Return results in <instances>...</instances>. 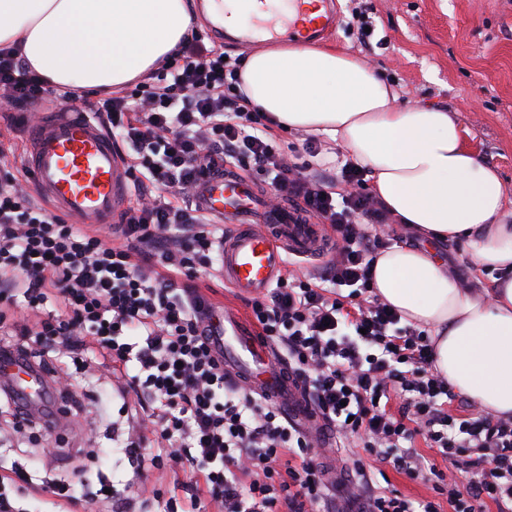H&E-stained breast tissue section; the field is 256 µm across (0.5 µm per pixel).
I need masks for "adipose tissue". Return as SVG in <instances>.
<instances>
[{"label": "adipose tissue", "instance_id": "1", "mask_svg": "<svg viewBox=\"0 0 512 512\" xmlns=\"http://www.w3.org/2000/svg\"><path fill=\"white\" fill-rule=\"evenodd\" d=\"M197 19L194 0H0V48L19 47L51 85L118 88L176 53ZM238 77L249 107L343 149L396 221L431 241L428 249L401 242L380 252L373 291L429 331L435 368L453 391L481 413L512 416L506 190L467 148L458 119L444 107L398 105L368 61L334 47L255 50ZM460 240L473 274H490V287H461L435 251Z\"/></svg>", "mask_w": 512, "mask_h": 512}]
</instances>
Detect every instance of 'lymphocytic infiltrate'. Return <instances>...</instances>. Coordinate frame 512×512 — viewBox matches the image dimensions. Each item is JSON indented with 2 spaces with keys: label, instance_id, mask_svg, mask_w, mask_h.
<instances>
[{
  "label": "lymphocytic infiltrate",
  "instance_id": "lymphocytic-infiltrate-1",
  "mask_svg": "<svg viewBox=\"0 0 512 512\" xmlns=\"http://www.w3.org/2000/svg\"><path fill=\"white\" fill-rule=\"evenodd\" d=\"M222 47L193 35L176 57L93 110L126 145L135 201L109 232L69 224L15 174L0 139V309L23 304L33 324L0 330V351L50 367V354L100 353L135 395L123 450L138 484L146 465L191 476L167 512H334L321 460L360 448L396 472L429 483L414 501L355 461L345 487L361 512H512V419L470 410L434 371L424 331L374 294L373 261L392 234L361 168L303 173L273 139L272 119L236 90ZM77 107L74 92L42 81L17 49L0 50V105L26 110L47 99ZM261 176L271 202L298 201L336 234L321 274L288 268L248 302L260 338L272 343L303 385L319 425L289 424L266 397L233 380L209 343L212 307L201 278L221 275L224 227L186 205L196 183L221 165ZM0 414L36 448L78 461L76 429L48 432L40 417L0 391ZM423 439L433 457L419 453ZM453 461L448 474L437 459ZM447 505H440L439 495Z\"/></svg>",
  "mask_w": 512,
  "mask_h": 512
}]
</instances>
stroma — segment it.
<instances>
[{"instance_id":"stroma-1","label":"stroma","mask_w":512,"mask_h":512,"mask_svg":"<svg viewBox=\"0 0 512 512\" xmlns=\"http://www.w3.org/2000/svg\"><path fill=\"white\" fill-rule=\"evenodd\" d=\"M363 6L374 28L360 43L352 24L354 6ZM336 30L323 43L367 59L399 94L400 102L445 106L469 131L482 161L494 167L509 201L504 217L512 223V0H338ZM112 383L108 362L92 363L90 395L76 419L86 459L77 496L88 499L86 512H112L98 497L101 482L132 504L134 512H155L154 490L185 481L184 473L148 468L141 487H128L129 465L120 450L122 430L112 427L119 405L101 403Z\"/></svg>"}]
</instances>
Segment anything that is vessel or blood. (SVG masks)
<instances>
[{
  "label": "vessel or blood",
  "mask_w": 512,
  "mask_h": 512,
  "mask_svg": "<svg viewBox=\"0 0 512 512\" xmlns=\"http://www.w3.org/2000/svg\"><path fill=\"white\" fill-rule=\"evenodd\" d=\"M333 23L329 16L309 26L296 18L282 25L271 19L259 27L283 37L307 38ZM25 162L34 189L53 211L80 223H115L128 205L130 177L124 159L105 128L86 113L57 112L33 126ZM192 199L218 223L232 228L224 240L223 277L237 296L254 297L270 288L283 275L286 255L326 253V225L303 223L300 212L287 204L270 209L257 187L234 169H222L202 180ZM209 329L212 345L223 353L233 377L248 379L299 428L316 426L301 383L276 362L272 346L260 342L235 310L223 308L221 318L212 319ZM0 382L31 402L34 410L50 412L51 381L27 357L1 354Z\"/></svg>",
  "instance_id": "b4317fda"
}]
</instances>
